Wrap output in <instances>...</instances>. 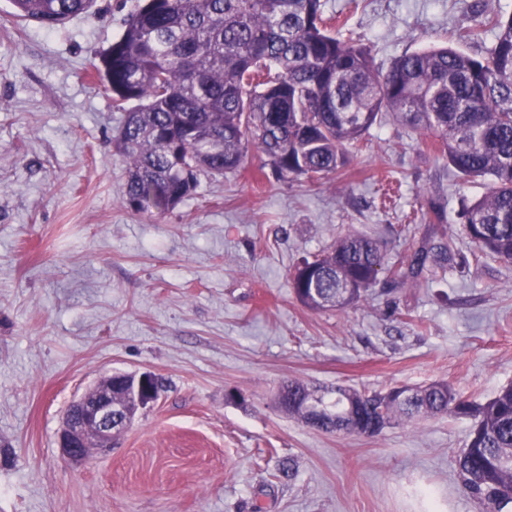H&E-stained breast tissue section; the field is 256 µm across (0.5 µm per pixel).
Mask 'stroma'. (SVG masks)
Here are the masks:
<instances>
[{
	"label": "stroma",
	"mask_w": 512,
	"mask_h": 512,
	"mask_svg": "<svg viewBox=\"0 0 512 512\" xmlns=\"http://www.w3.org/2000/svg\"><path fill=\"white\" fill-rule=\"evenodd\" d=\"M385 71L444 44L470 5L512 0H322ZM138 0H97L49 30L0 0V512H482L452 416L327 434L275 406L279 385L372 392L445 380L483 401L512 384V265L459 232L482 196L411 126L378 118L342 172L280 176L256 149L202 175L174 209L124 203V114L96 77ZM464 273L381 285L354 309L313 311L288 286L338 236L420 247L431 206ZM163 389L104 455L60 457L70 403L104 377ZM294 473L278 474L282 460Z\"/></svg>",
	"instance_id": "stroma-1"
}]
</instances>
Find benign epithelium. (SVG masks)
Returning a JSON list of instances; mask_svg holds the SVG:
<instances>
[{
    "mask_svg": "<svg viewBox=\"0 0 512 512\" xmlns=\"http://www.w3.org/2000/svg\"><path fill=\"white\" fill-rule=\"evenodd\" d=\"M151 372L132 375L128 399L139 410L157 401ZM135 413L112 402V376L73 401L58 432L61 456L68 462H81L98 451L112 447L114 439L133 421Z\"/></svg>",
    "mask_w": 512,
    "mask_h": 512,
    "instance_id": "1",
    "label": "benign epithelium"
}]
</instances>
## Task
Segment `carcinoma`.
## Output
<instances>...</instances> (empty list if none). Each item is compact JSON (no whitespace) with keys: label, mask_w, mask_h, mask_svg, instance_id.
Masks as SVG:
<instances>
[{"label":"carcinoma","mask_w":512,"mask_h":512,"mask_svg":"<svg viewBox=\"0 0 512 512\" xmlns=\"http://www.w3.org/2000/svg\"><path fill=\"white\" fill-rule=\"evenodd\" d=\"M12 3L17 16L54 29L95 0ZM470 21L459 39L496 30L484 58L426 48L384 73L366 47L328 29L322 0H141L97 67L126 112L114 138L129 161L125 204L152 187L174 208L200 174L238 169L250 144L280 175L319 181L346 166L349 148L385 112L433 135L431 148L462 180H489L481 197L462 201L460 231L512 264V14L476 11ZM454 267L445 231L394 259L381 242L346 234L302 259L289 283L305 307L345 312L381 273L398 285ZM285 390L283 411L325 433L346 430L354 407L369 437L443 414L472 420L456 460L461 490L483 512H512V385L483 402L443 381L371 393L300 382Z\"/></svg>","instance_id":"carcinoma-1"}]
</instances>
